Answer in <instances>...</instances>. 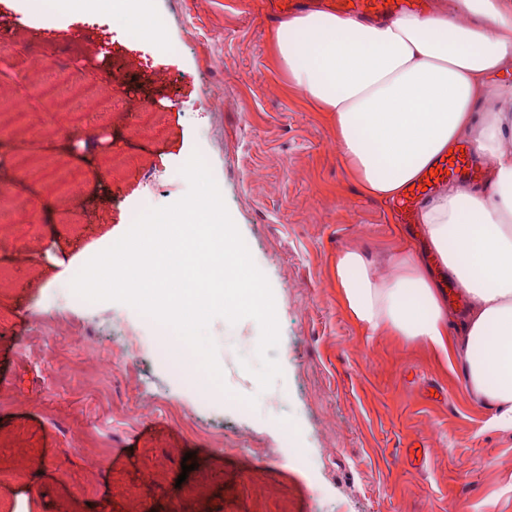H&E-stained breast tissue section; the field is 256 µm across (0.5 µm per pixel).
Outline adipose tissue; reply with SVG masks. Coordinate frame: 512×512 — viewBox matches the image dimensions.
Listing matches in <instances>:
<instances>
[{
    "label": "adipose tissue",
    "instance_id": "obj_1",
    "mask_svg": "<svg viewBox=\"0 0 512 512\" xmlns=\"http://www.w3.org/2000/svg\"><path fill=\"white\" fill-rule=\"evenodd\" d=\"M274 50L288 85L336 116V146L362 190L395 200L469 139L483 180L419 211L433 252L470 300L448 340L440 288L413 253L391 277L343 252L336 279L354 318L438 351L454 349L468 389L512 427V0H455L453 12L386 22L312 10L288 16Z\"/></svg>",
    "mask_w": 512,
    "mask_h": 512
}]
</instances>
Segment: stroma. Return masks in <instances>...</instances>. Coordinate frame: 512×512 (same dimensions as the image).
Returning <instances> with one entry per match:
<instances>
[{
  "instance_id": "35a3bbf8",
  "label": "stroma",
  "mask_w": 512,
  "mask_h": 512,
  "mask_svg": "<svg viewBox=\"0 0 512 512\" xmlns=\"http://www.w3.org/2000/svg\"><path fill=\"white\" fill-rule=\"evenodd\" d=\"M170 21L168 51L102 18H51L0 0V42L56 51L66 66L93 68L112 56L134 64L132 85L162 114L148 134L113 122L122 89L95 81L93 125L114 150L171 171L198 153L224 184V202L273 291L280 342L269 350L283 374L261 390L246 370L226 375L251 413L223 396L197 403L171 376L155 338L130 305L68 300L55 314L47 363L22 308L65 285L43 247L82 260L107 248L145 204L163 207L188 191L147 196L137 172L77 190L82 203L48 202L40 222L6 237L19 254L0 263V512H512V429L500 426L467 388L452 358L428 345L374 332L348 311L336 260L359 252L378 276L395 256L430 255L423 225L393 222L388 203L364 194L336 150L332 113L309 105L283 79L265 0H144ZM119 314L141 333L137 365L76 345ZM281 406L268 418L265 404ZM140 396L147 408L129 414ZM240 445L224 451L225 435ZM316 453L323 495L303 470L251 451L255 438ZM427 460L413 466L410 448ZM194 470L183 472L184 456Z\"/></svg>"
}]
</instances>
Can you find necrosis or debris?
I'll return each instance as SVG.
<instances>
[{
	"mask_svg": "<svg viewBox=\"0 0 512 512\" xmlns=\"http://www.w3.org/2000/svg\"><path fill=\"white\" fill-rule=\"evenodd\" d=\"M112 3L113 0H46L45 12L51 15L72 10L102 18L112 16L133 38L148 24L157 33L156 44L165 45L163 18L143 13L140 0H128V10L116 17ZM28 59L30 68L24 75L11 67H0V85L10 88L8 105L0 107V130L7 134L0 141V193L8 200L7 208L0 210V223L5 225L32 223L42 193L71 201L77 186L91 180L108 182L114 170L134 165L130 157L108 149L99 152L93 162L61 158L65 141L102 138L78 108L79 102L88 98L89 90L80 80L61 86L43 79L47 66L57 62L54 52H32ZM154 330L158 336L155 350L167 360L171 373L194 384L198 401L215 396L217 386L211 380L200 379L201 368L188 347L171 329L158 324Z\"/></svg>",
	"mask_w": 512,
	"mask_h": 512,
	"instance_id": "4bbe7bcc",
	"label": "necrosis or debris"
}]
</instances>
